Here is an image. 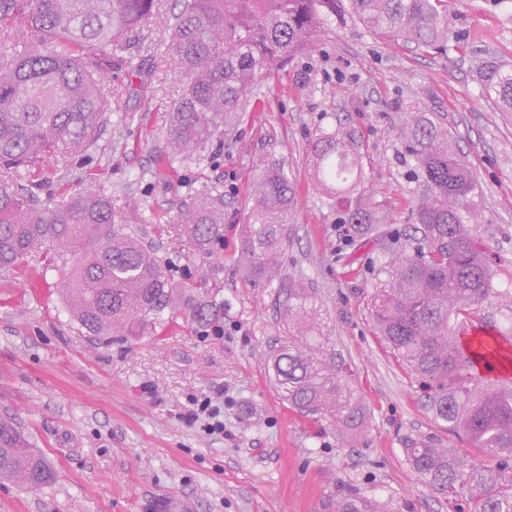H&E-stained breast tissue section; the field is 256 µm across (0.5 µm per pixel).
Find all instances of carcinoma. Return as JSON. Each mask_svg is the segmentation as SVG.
Here are the masks:
<instances>
[{
	"label": "carcinoma",
	"mask_w": 512,
	"mask_h": 512,
	"mask_svg": "<svg viewBox=\"0 0 512 512\" xmlns=\"http://www.w3.org/2000/svg\"><path fill=\"white\" fill-rule=\"evenodd\" d=\"M171 52L182 90L171 105L168 161L198 156L239 120L244 98L261 78L284 68L331 19L444 53L447 0H178ZM155 0H0V28L22 49L0 63V269L15 271L43 243L57 254L85 253L63 281L73 319L92 336L140 337L177 312L201 327L224 312L218 283L178 282L138 235L112 228V198L98 189L52 208L33 204L40 183L14 180L47 158L92 145L110 111L112 53L124 48L153 15ZM477 81L485 100L512 113V64L491 56ZM404 157L418 183L415 246L388 254L378 269L370 317L397 359L429 391V406L448 431L474 449L460 454L427 440H409L406 459L418 478L454 512H512V377L493 370L512 360L509 338L488 332L481 311L495 305L487 247L465 224L476 181L448 146V130L421 114L402 131ZM314 179L336 208V222L385 246L395 239L366 189L361 133L339 125L315 139ZM293 188L275 164L264 166L249 196L241 255L249 279L273 284L283 299L280 347L267 360L281 398L315 416L346 440L357 438L366 410L346 380L328 338L318 335L312 293L279 274ZM204 256L224 240V194L207 191L169 224ZM474 335L463 337L462 328ZM56 471L11 417H0V481L28 490L51 485ZM337 512H385L352 484Z\"/></svg>",
	"instance_id": "obj_1"
}]
</instances>
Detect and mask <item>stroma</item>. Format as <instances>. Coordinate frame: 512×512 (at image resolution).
<instances>
[{
  "mask_svg": "<svg viewBox=\"0 0 512 512\" xmlns=\"http://www.w3.org/2000/svg\"><path fill=\"white\" fill-rule=\"evenodd\" d=\"M160 10L113 57L112 110L96 142L47 160L19 180H40L51 207L88 180L111 195L115 228L137 231L175 278L220 268L224 329L216 336L180 314L128 341L82 331L64 306L65 262L37 249L23 272L0 271V416L20 423L53 462L54 484L30 491L0 483V512H153L187 502L191 512H336L344 483L387 503L388 512H448L413 472L408 440L468 452L426 405L419 382L376 335L369 318L374 267L384 256L336 221L313 180L311 146L346 122L370 156L369 192L400 246L414 242L417 185L399 132L420 112L447 128L477 182L469 225L488 248L500 306L488 319L512 333V115L483 98L475 69L486 55L512 63V0H448V26L462 34L425 54L332 21L310 49L246 96L233 130L200 157L164 161L170 105L180 89L169 20ZM280 166L295 195L281 270L313 292L321 330L350 366L367 409L355 443L290 408L265 361L280 315L272 286L244 273L240 229L265 164ZM224 193V241L209 257L161 232L191 198ZM221 397L224 433L184 418L192 403Z\"/></svg>",
  "mask_w": 512,
  "mask_h": 512,
  "instance_id": "35a3bbf8",
  "label": "stroma"
}]
</instances>
